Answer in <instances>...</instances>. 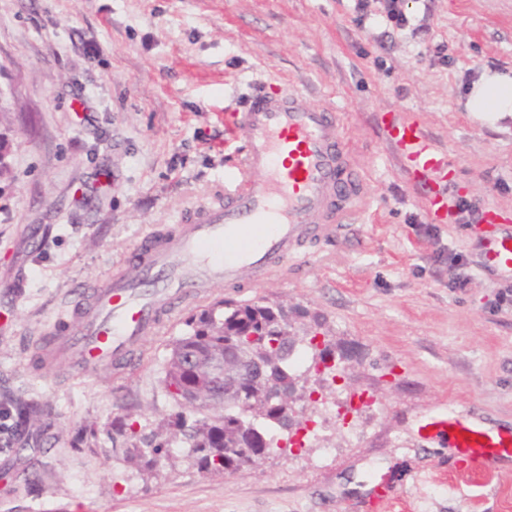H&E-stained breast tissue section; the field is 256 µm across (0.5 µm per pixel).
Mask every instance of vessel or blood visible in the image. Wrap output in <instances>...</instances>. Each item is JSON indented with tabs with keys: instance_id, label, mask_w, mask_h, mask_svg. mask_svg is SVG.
<instances>
[{
	"instance_id": "b4317fda",
	"label": "vessel or blood",
	"mask_w": 512,
	"mask_h": 512,
	"mask_svg": "<svg viewBox=\"0 0 512 512\" xmlns=\"http://www.w3.org/2000/svg\"><path fill=\"white\" fill-rule=\"evenodd\" d=\"M246 137L240 167L227 173L223 202L196 209L175 235L152 238L135 252L131 272L114 275L90 296L89 312L45 348L65 353L74 373L120 363L163 313L184 299L203 298L214 281L225 287L259 276L297 254L306 240L332 236L357 194L351 155L336 112L307 93L258 87L234 115ZM380 126L407 180L425 188L435 222L448 215L446 155L420 124L382 113ZM486 266L512 271V232L486 235ZM451 447L456 463L490 470L512 460V429L488 425L474 413L437 411L418 426Z\"/></svg>"
}]
</instances>
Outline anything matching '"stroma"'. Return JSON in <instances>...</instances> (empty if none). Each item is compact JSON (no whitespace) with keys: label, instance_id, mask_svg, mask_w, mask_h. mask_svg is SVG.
<instances>
[{"label":"stroma","instance_id":"1","mask_svg":"<svg viewBox=\"0 0 512 512\" xmlns=\"http://www.w3.org/2000/svg\"><path fill=\"white\" fill-rule=\"evenodd\" d=\"M429 35L358 28L350 0H0V89L11 173L0 179V406L41 407L0 451V512H512V467L448 466L414 423L440 407L512 427V273L484 267L483 230L457 206L512 213V112H471L483 73L512 79V0H406ZM447 48V61L434 55ZM333 109L362 195L344 227L313 240L252 287L207 300L266 298L309 310L298 337L330 338L340 363L322 402L292 414L321 423L323 401L374 409L321 423L236 475L201 473L161 425L177 407L162 379L184 305L121 369L84 376L43 362L44 336L68 334L71 296L127 271L147 234L176 232L224 198L245 136L230 112L267 81ZM417 118L448 157V219L430 222L380 128ZM465 279L454 287L453 276ZM168 440L145 468L121 426Z\"/></svg>","mask_w":512,"mask_h":512}]
</instances>
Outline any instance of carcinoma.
Segmentation results:
<instances>
[{
  "instance_id": "obj_1",
  "label": "carcinoma",
  "mask_w": 512,
  "mask_h": 512,
  "mask_svg": "<svg viewBox=\"0 0 512 512\" xmlns=\"http://www.w3.org/2000/svg\"><path fill=\"white\" fill-rule=\"evenodd\" d=\"M187 332L172 347L164 370V387L183 407L194 406L193 390L199 382L197 366L217 352L240 344L250 347L260 363L255 382L241 395L225 401L221 387L208 390L196 416L175 413L168 421L174 436L186 444L187 456L207 473L235 475L254 467L273 449L270 429L288 430L294 425L283 417L281 398L295 390L299 375L293 359L296 340L290 335L288 311L262 301H217L186 321ZM132 447L130 461L151 466L166 454L164 444L140 435L128 425ZM150 448L143 453L140 446Z\"/></svg>"
}]
</instances>
